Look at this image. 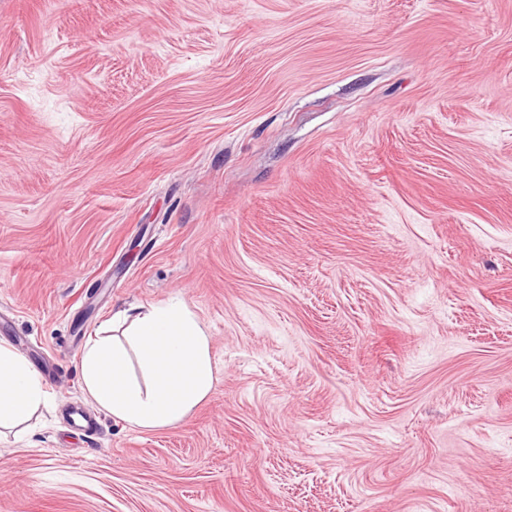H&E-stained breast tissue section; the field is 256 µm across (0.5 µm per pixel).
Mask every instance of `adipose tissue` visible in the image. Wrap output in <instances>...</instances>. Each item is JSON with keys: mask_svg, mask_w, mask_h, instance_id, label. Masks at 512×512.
<instances>
[{"mask_svg": "<svg viewBox=\"0 0 512 512\" xmlns=\"http://www.w3.org/2000/svg\"><path fill=\"white\" fill-rule=\"evenodd\" d=\"M81 371L99 407L146 430L179 423L214 382L210 338L178 299L118 312L86 343ZM45 398L37 370L0 345V428L28 421Z\"/></svg>", "mask_w": 512, "mask_h": 512, "instance_id": "adipose-tissue-1", "label": "adipose tissue"}]
</instances>
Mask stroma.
Here are the masks:
<instances>
[{
	"mask_svg": "<svg viewBox=\"0 0 512 512\" xmlns=\"http://www.w3.org/2000/svg\"><path fill=\"white\" fill-rule=\"evenodd\" d=\"M174 297L133 428L82 350ZM0 344V512H512V0H0ZM132 354L142 380L130 371ZM81 371L99 407L146 430L179 423L214 382L210 338L179 299L118 312L86 343ZM45 398L37 370L9 346L0 345V428L28 421Z\"/></svg>",
	"mask_w": 512,
	"mask_h": 512,
	"instance_id": "35a3bbf8",
	"label": "stroma"
}]
</instances>
